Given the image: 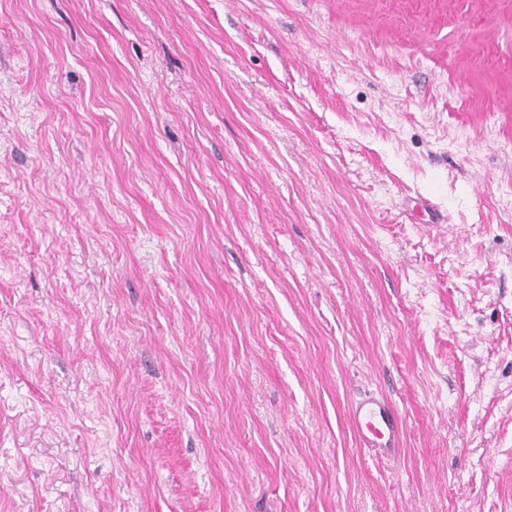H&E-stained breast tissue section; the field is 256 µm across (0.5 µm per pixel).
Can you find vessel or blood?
Segmentation results:
<instances>
[{"mask_svg":"<svg viewBox=\"0 0 512 512\" xmlns=\"http://www.w3.org/2000/svg\"><path fill=\"white\" fill-rule=\"evenodd\" d=\"M403 212L413 224H443L447 221L442 206L421 193L406 202ZM350 419L361 447L378 457L395 454L401 422L385 396L370 392L361 395L350 407Z\"/></svg>","mask_w":512,"mask_h":512,"instance_id":"obj_1","label":"vessel or blood"}]
</instances>
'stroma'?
Returning <instances> with one entry per match:
<instances>
[{
    "label": "stroma",
    "mask_w": 512,
    "mask_h": 512,
    "mask_svg": "<svg viewBox=\"0 0 512 512\" xmlns=\"http://www.w3.org/2000/svg\"><path fill=\"white\" fill-rule=\"evenodd\" d=\"M509 166L512 0H0V512H512ZM403 212L411 224H447L445 210L422 193L409 199ZM350 419L361 447L378 457H392L395 454L401 422L385 396L364 393L352 403Z\"/></svg>",
    "instance_id": "obj_1"
}]
</instances>
